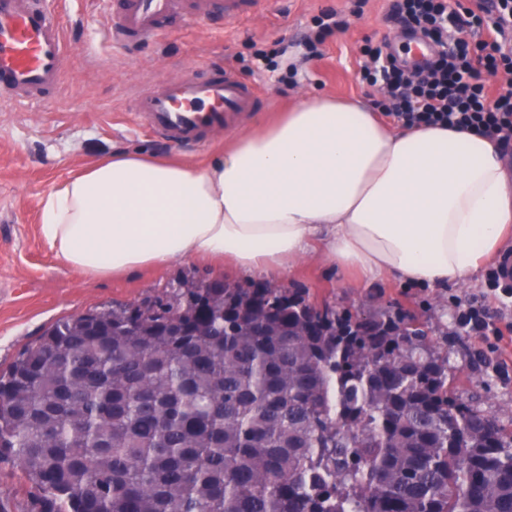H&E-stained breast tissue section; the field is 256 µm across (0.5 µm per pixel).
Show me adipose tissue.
I'll list each match as a JSON object with an SVG mask.
<instances>
[{
	"instance_id": "1",
	"label": "adipose tissue",
	"mask_w": 512,
	"mask_h": 512,
	"mask_svg": "<svg viewBox=\"0 0 512 512\" xmlns=\"http://www.w3.org/2000/svg\"><path fill=\"white\" fill-rule=\"evenodd\" d=\"M39 229L87 279L202 258L284 280L312 256L432 288L497 259L512 176L478 131H396L362 99L310 94L201 163L101 158L50 191Z\"/></svg>"
}]
</instances>
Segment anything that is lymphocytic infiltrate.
Listing matches in <instances>:
<instances>
[{
    "label": "lymphocytic infiltrate",
    "mask_w": 512,
    "mask_h": 512,
    "mask_svg": "<svg viewBox=\"0 0 512 512\" xmlns=\"http://www.w3.org/2000/svg\"><path fill=\"white\" fill-rule=\"evenodd\" d=\"M386 22L430 40L434 53L421 70L407 67L383 46L365 45L370 60L361 82L384 83V116L412 128L421 124L478 130L497 147L512 145V88L488 79L512 68V0H474L463 11L447 0H392ZM482 30L476 43L466 30Z\"/></svg>",
    "instance_id": "lymphocytic-infiltrate-1"
}]
</instances>
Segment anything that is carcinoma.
Here are the masks:
<instances>
[{"label": "carcinoma", "mask_w": 512, "mask_h": 512, "mask_svg": "<svg viewBox=\"0 0 512 512\" xmlns=\"http://www.w3.org/2000/svg\"><path fill=\"white\" fill-rule=\"evenodd\" d=\"M43 512H512V432L426 320L184 279L56 321L0 371Z\"/></svg>", "instance_id": "obj_1"}]
</instances>
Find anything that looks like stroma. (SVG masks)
<instances>
[{"label": "stroma", "mask_w": 512, "mask_h": 512, "mask_svg": "<svg viewBox=\"0 0 512 512\" xmlns=\"http://www.w3.org/2000/svg\"><path fill=\"white\" fill-rule=\"evenodd\" d=\"M389 0H266L260 15L227 27L176 28L126 51L105 33L101 0H64L62 25L77 51L64 82L49 102L0 99V370L35 345L58 320L105 306L133 304L162 296L183 276L221 279L242 287L252 278L205 260H175L129 276L88 280L58 259L39 233L41 203L51 189L100 158L138 150L156 156L204 160L236 130L215 133L198 150L173 146L146 131L131 130L127 115L141 91L161 90L179 68H206L223 62L238 76L265 84V104L242 125L250 130L294 104L301 93L329 92L379 99L377 88L361 83V47L389 41L403 44V33L384 15ZM331 9L348 22L334 30L323 55L306 58L303 39L312 18ZM285 39L288 51L280 67L296 70L295 85L281 93L278 75L257 72L256 50ZM489 269L464 285L415 288L387 279L357 286L343 273L325 270L314 260L299 264L288 281L263 275L274 287L302 289L310 302L351 311L393 306L428 319L448 353V373L457 395L512 429V333L503 339L459 327L464 304L483 306L497 327L512 323V297L490 287ZM0 512H42L40 494L28 483L18 462L0 456Z\"/></svg>", "instance_id": "35a3bbf8"}]
</instances>
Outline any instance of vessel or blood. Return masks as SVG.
Wrapping results in <instances>:
<instances>
[{"instance_id":"b4317fda","label":"vessel or blood","mask_w":512,"mask_h":512,"mask_svg":"<svg viewBox=\"0 0 512 512\" xmlns=\"http://www.w3.org/2000/svg\"><path fill=\"white\" fill-rule=\"evenodd\" d=\"M260 6L261 0H112L107 35L135 43L175 26L233 23ZM73 55L55 0H0L1 99L48 100ZM262 99L258 82L229 68L201 73L185 67L160 91L135 97L130 124L176 146H202L213 131L239 124Z\"/></svg>"}]
</instances>
